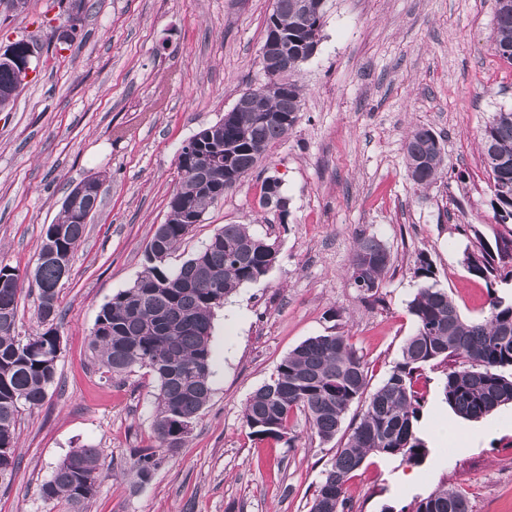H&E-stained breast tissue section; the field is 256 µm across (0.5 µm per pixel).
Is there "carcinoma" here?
<instances>
[{
    "mask_svg": "<svg viewBox=\"0 0 512 512\" xmlns=\"http://www.w3.org/2000/svg\"><path fill=\"white\" fill-rule=\"evenodd\" d=\"M496 55L512 61V0H494ZM296 0H273L270 18L293 31ZM288 67L279 83L267 87L269 109L288 112V120H246L221 128L220 136L194 143L187 172L179 178L169 201L165 223L158 225L144 251V266L133 285L101 309L90 346L114 375L145 369L157 382L153 433L155 445L136 453L133 469L141 482L150 480L162 454L182 446L178 424H194L207 405L211 388V331L215 310L239 288L265 277L279 257L276 242L253 234L247 224L219 228L191 258L172 267L168 258L191 230L189 216L202 215L224 197L203 185L224 181L225 171L212 166L214 153L239 174L252 171L259 160L252 150L268 148L291 130L303 109V89ZM15 72L0 63V110L16 98ZM480 146L490 182L489 206L499 224H512V110L492 115L480 132ZM407 171L412 182L427 187L442 174L443 148L434 132L416 127L405 143ZM86 224L76 221L62 203L57 221L47 225L31 285L37 289V320L41 330L31 336L17 332V270L0 265V488L9 487L17 472V417L21 410L40 407L54 383L57 345L59 264L71 265ZM472 276L492 283L500 278L496 256L481 248L465 256ZM392 267L389 250L375 236L359 238L350 262V281L366 295L381 288ZM419 287L408 302L415 330L404 342L387 378L367 391L368 363L341 332L311 337L282 358L270 381L258 388L243 410L249 434L280 441L288 435L292 413H305L311 430L323 442L333 440L349 409L364 411L336 448L316 487L309 512H346L345 484L372 454L399 457L418 466L429 455L419 432L425 371L455 358L442 384L448 407L466 420L482 419L512 405V300L494 297L485 316L466 319L436 279L430 261L419 256L414 271ZM102 477L96 448H78L54 469L40 489L48 501L63 502L84 512ZM412 512H470L466 495L442 485L415 502Z\"/></svg>",
    "mask_w": 512,
    "mask_h": 512,
    "instance_id": "carcinoma-1",
    "label": "carcinoma"
}]
</instances>
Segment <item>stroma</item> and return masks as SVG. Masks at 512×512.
I'll use <instances>...</instances> for the list:
<instances>
[{
    "mask_svg": "<svg viewBox=\"0 0 512 512\" xmlns=\"http://www.w3.org/2000/svg\"><path fill=\"white\" fill-rule=\"evenodd\" d=\"M70 45L47 20L56 0L0 10V47L27 39L39 64L12 107L0 111V264L31 275L48 224L87 177L103 184L99 208L59 293L61 354L42 407L22 411L20 466L0 512H69L40 488L71 451L102 454L104 477L85 512H309L344 435L323 443L294 412L286 440L260 441L243 423L246 401L304 340L349 336L377 388L415 323L407 303L418 255L432 262L460 312L483 317L487 284L465 253L512 241L496 223L478 134L512 109V63L492 48L494 0H326L316 54L296 78L301 117L258 167L211 205L169 256L177 266L227 224L277 241L280 258L216 311L212 394L181 448L152 479L132 472L152 444L157 392L145 370L114 376L89 346L102 306L133 285L144 250L168 214L182 144L223 117L264 80L259 52L272 0H93ZM442 138L441 179L410 180L406 136ZM279 179L285 208L259 205ZM373 235L392 267L375 298L349 279L358 238ZM445 365L427 373L419 426L456 424L461 439L430 443L418 466L371 456L347 482L352 512H411L441 484L462 490L471 512H512V406L477 422L443 401ZM414 477L404 486L401 475Z\"/></svg>",
    "mask_w": 512,
    "mask_h": 512,
    "instance_id": "obj_1",
    "label": "stroma"
}]
</instances>
